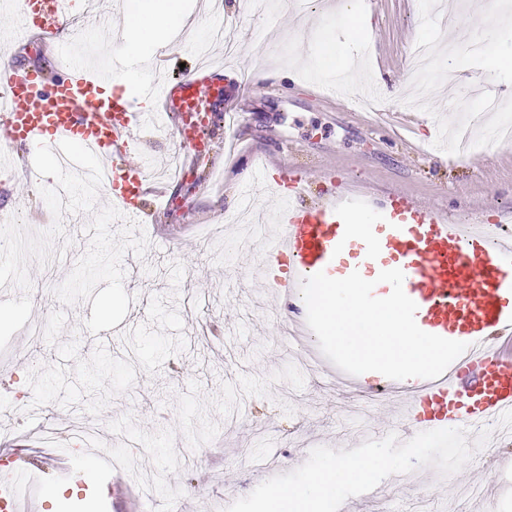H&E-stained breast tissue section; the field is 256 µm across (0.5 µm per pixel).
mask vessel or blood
I'll list each match as a JSON object with an SVG mask.
<instances>
[{
	"mask_svg": "<svg viewBox=\"0 0 512 512\" xmlns=\"http://www.w3.org/2000/svg\"><path fill=\"white\" fill-rule=\"evenodd\" d=\"M6 15L17 42L49 53L53 64L0 53V137L16 146L54 148L70 140L87 147L102 164L100 195L111 197L129 220L146 224L149 182L144 169L128 160L136 133L155 112L179 118L176 160L181 172L193 171L204 148L201 129L225 97L217 64H203L172 81L145 82L143 97L156 106L138 110L128 99L103 93L124 73L121 59L93 68L66 50L65 37L76 21L74 0H8ZM116 180L125 191L114 197ZM271 183L280 205L277 233L264 250V286L294 302L302 319L301 279L320 271L375 277L401 269L404 291L417 305V325L468 348L441 377L417 378L404 387L389 379L385 390L404 389L408 412L422 429L479 430L494 420L502 435L512 434V353L499 346L512 340V239L491 240L479 217L451 223L444 212L404 190L374 197L340 167L315 185L296 165L266 166L242 182L240 195L249 197L257 186ZM358 215L363 223H355ZM284 260L287 278L272 277L273 265ZM14 456L8 485L0 490V512H18L14 490L34 475L24 449ZM54 472L95 483L115 481L114 469L96 457L85 469L58 466Z\"/></svg>",
	"mask_w": 512,
	"mask_h": 512,
	"instance_id": "1",
	"label": "vessel or blood"
}]
</instances>
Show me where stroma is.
<instances>
[{
  "mask_svg": "<svg viewBox=\"0 0 512 512\" xmlns=\"http://www.w3.org/2000/svg\"><path fill=\"white\" fill-rule=\"evenodd\" d=\"M368 34L353 41L339 12L316 14L314 0H224L233 17L230 35L239 51L207 54L224 65L227 111L208 125L203 178L175 179L167 159L175 128L157 122L137 136L132 162L148 166L166 183L177 208L156 206L144 256L125 253L124 288L132 301L114 328L89 332L91 304L66 307L52 294L89 247V214L63 217L71 245L52 267L30 263L31 323L0 353V443L20 435L18 420L37 426L39 407L73 438L86 435L101 451L125 459L114 495L77 480L66 481V500L97 497L104 512H225L261 482L302 465L317 446L353 449L368 439L414 429L398 400L342 392L305 365L284 334V304L261 288L259 244L274 234L254 229L256 244L241 248L242 227L230 223L229 195L253 168L295 161L319 179L347 167L374 191L412 192L460 224L482 207L488 219L512 232V144L485 146L483 102L470 118L479 130L473 146L457 154L445 117L484 86L512 109V71L489 70L477 45L512 49V37L493 38L489 22L512 25V9L484 0L480 13L461 0H354ZM108 20L71 44L88 64L105 65L121 49L102 41L120 26L122 0H107ZM333 25L348 74L351 98L328 106L308 82L314 53L312 19ZM447 53V68L431 88L409 66L416 44ZM34 152L17 146L0 153V206L18 212L34 232L53 224L40 186ZM339 512H512V441L491 438L459 473L444 477L431 467L393 475L373 495L348 498Z\"/></svg>",
  "mask_w": 512,
  "mask_h": 512,
  "instance_id": "35a3bbf8",
  "label": "stroma"
}]
</instances>
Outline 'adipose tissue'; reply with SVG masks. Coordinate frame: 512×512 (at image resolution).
<instances>
[{
  "label": "adipose tissue",
  "instance_id": "1",
  "mask_svg": "<svg viewBox=\"0 0 512 512\" xmlns=\"http://www.w3.org/2000/svg\"><path fill=\"white\" fill-rule=\"evenodd\" d=\"M185 0H131L125 11L122 49L130 55L169 45L187 24Z\"/></svg>",
  "mask_w": 512,
  "mask_h": 512
}]
</instances>
